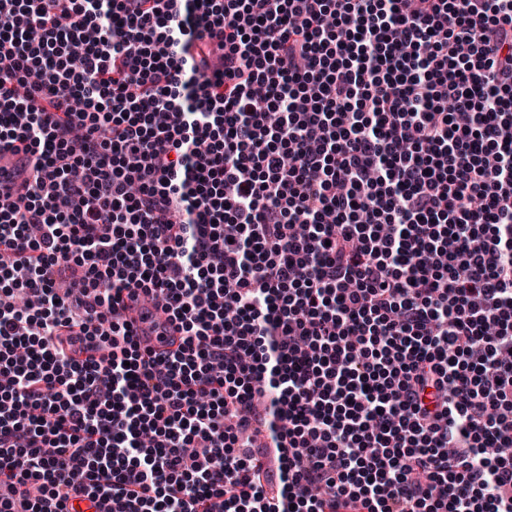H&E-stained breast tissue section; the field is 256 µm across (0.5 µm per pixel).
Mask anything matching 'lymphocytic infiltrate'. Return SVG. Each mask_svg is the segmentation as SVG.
I'll return each instance as SVG.
<instances>
[{
  "instance_id": "1",
  "label": "lymphocytic infiltrate",
  "mask_w": 512,
  "mask_h": 512,
  "mask_svg": "<svg viewBox=\"0 0 512 512\" xmlns=\"http://www.w3.org/2000/svg\"><path fill=\"white\" fill-rule=\"evenodd\" d=\"M511 92L512 0H0V512H512ZM24 157L26 155L23 151H8L4 153V159L0 160V199L2 201L6 198L14 200L23 191L26 175L16 174L11 161Z\"/></svg>"
}]
</instances>
